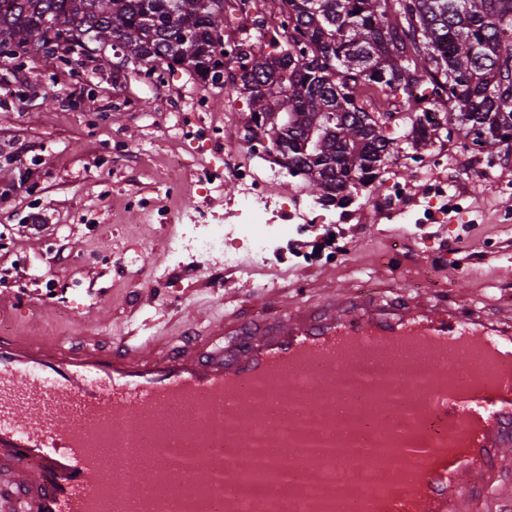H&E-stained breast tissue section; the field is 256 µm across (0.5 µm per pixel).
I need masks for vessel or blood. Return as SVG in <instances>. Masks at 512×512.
Here are the masks:
<instances>
[{"label":"vessel or blood","instance_id":"b4317fda","mask_svg":"<svg viewBox=\"0 0 512 512\" xmlns=\"http://www.w3.org/2000/svg\"><path fill=\"white\" fill-rule=\"evenodd\" d=\"M406 343L431 354L436 384L471 348L512 354V318L463 314L426 291L394 300L340 292L262 324L219 323L163 356L146 339L106 352L91 342L65 349L43 336L1 335L0 512H101L97 468L84 444L100 420L111 419L114 433L129 439L156 404L238 398L284 370H311L316 382L332 383L349 365L348 350L370 356ZM474 373L476 393L435 403L423 424L439 442L469 414L488 420L487 429L446 465L420 459L424 478L414 499L391 512H463L498 492L503 454L512 450V378L492 361Z\"/></svg>","mask_w":512,"mask_h":512}]
</instances>
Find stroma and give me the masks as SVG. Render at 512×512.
<instances>
[{
    "label": "stroma",
    "instance_id": "stroma-1",
    "mask_svg": "<svg viewBox=\"0 0 512 512\" xmlns=\"http://www.w3.org/2000/svg\"><path fill=\"white\" fill-rule=\"evenodd\" d=\"M112 62L74 54L66 64L42 57L18 72L0 68V188L13 189L0 201L9 330L68 346L148 337L164 352L235 309L259 319L320 299L326 269L338 289L431 287L462 312L512 311V147L477 149L454 123L427 145L402 144L386 177L409 180L418 162L442 156L443 178L471 213L425 224L413 207L368 221L373 196L363 191L349 223L306 225L260 256L240 247L232 270L218 254L173 253L171 240L190 227L170 215L223 223L238 194L218 174L225 156L274 164L249 150L247 100L181 69L160 89L145 70L116 73ZM34 206L45 218L37 230L25 221ZM323 235L332 250L318 257Z\"/></svg>",
    "mask_w": 512,
    "mask_h": 512
}]
</instances>
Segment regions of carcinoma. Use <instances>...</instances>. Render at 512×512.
Here are the masks:
<instances>
[{
  "label": "carcinoma",
  "mask_w": 512,
  "mask_h": 512,
  "mask_svg": "<svg viewBox=\"0 0 512 512\" xmlns=\"http://www.w3.org/2000/svg\"><path fill=\"white\" fill-rule=\"evenodd\" d=\"M286 39L264 24L241 40L244 66L226 93L251 106L244 138L270 150L325 206L342 208L379 179L403 141L419 145L422 102L448 100V121L491 150L512 140V0H275ZM226 0H0V54L25 59L111 47L125 66L180 67L216 86ZM69 44L46 47L47 24ZM272 51L265 52V47Z\"/></svg>",
  "instance_id": "obj_1"
}]
</instances>
